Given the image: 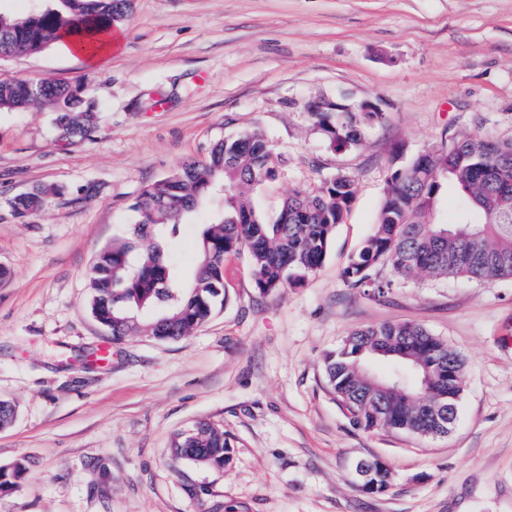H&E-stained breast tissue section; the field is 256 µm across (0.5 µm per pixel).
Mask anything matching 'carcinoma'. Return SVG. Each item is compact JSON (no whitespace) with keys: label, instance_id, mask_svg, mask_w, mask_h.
Here are the masks:
<instances>
[{"label":"carcinoma","instance_id":"obj_1","mask_svg":"<svg viewBox=\"0 0 512 512\" xmlns=\"http://www.w3.org/2000/svg\"><path fill=\"white\" fill-rule=\"evenodd\" d=\"M25 17L0 12V57L36 53L61 40L85 48L98 34L123 24L132 0H53ZM57 110L73 139L96 129L95 105L79 90L45 79L31 86L23 79L0 78V110L28 107ZM316 124L337 149L360 145L366 130L383 123L382 112H315ZM278 155L259 131L213 143L207 157L191 161L169 176L146 184L133 209L132 235L119 234L103 247L90 274L91 312L119 341L126 336L164 340L187 336L226 302L224 256L246 252L254 287L262 294L298 285L324 263L336 225L354 194L346 175L323 182L314 194L288 195L276 218L267 220L246 198L252 188L275 179ZM459 198L457 220L437 221L438 204L448 189ZM60 187L20 194L16 216L44 210ZM200 209L210 221L200 225L198 261L184 279L170 261L169 243L185 220ZM393 278L379 281L377 269ZM466 278L479 282L512 278V139L455 138L432 146L391 175L373 233L343 271L352 288L379 291L396 279ZM448 343L419 324L386 323L357 328L326 353L328 386L348 411L353 425L381 427L421 437L438 424L420 413L427 402L448 405L463 386L448 384ZM370 362L415 368V386L382 390L365 385L362 367ZM228 445L224 431L197 422L177 433L171 453L195 465L222 468ZM27 459L0 467V492L19 487Z\"/></svg>","mask_w":512,"mask_h":512}]
</instances>
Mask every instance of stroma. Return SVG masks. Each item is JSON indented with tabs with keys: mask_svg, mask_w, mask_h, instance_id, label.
Masks as SVG:
<instances>
[{
	"mask_svg": "<svg viewBox=\"0 0 512 512\" xmlns=\"http://www.w3.org/2000/svg\"><path fill=\"white\" fill-rule=\"evenodd\" d=\"M97 68L51 47L0 60V77L67 82L98 106L91 137L47 108L0 110V466L26 457L0 512H512V280L343 279L373 232L392 173L462 135L512 139V0H133ZM370 100L384 121L334 149L310 103ZM261 130L283 164L250 192L275 218L293 190L337 174L355 192L322 267L262 294L246 253L224 259L227 302L172 341L113 342L91 316L95 255L134 224L141 187ZM62 187L39 214L11 202ZM413 322L464 360L447 436L354 427L323 358L353 329ZM109 346L106 365L85 356ZM205 420L229 452L213 470L171 456ZM392 479L362 489L358 461Z\"/></svg>",
	"mask_w": 512,
	"mask_h": 512,
	"instance_id": "35a3bbf8",
	"label": "stroma"
}]
</instances>
